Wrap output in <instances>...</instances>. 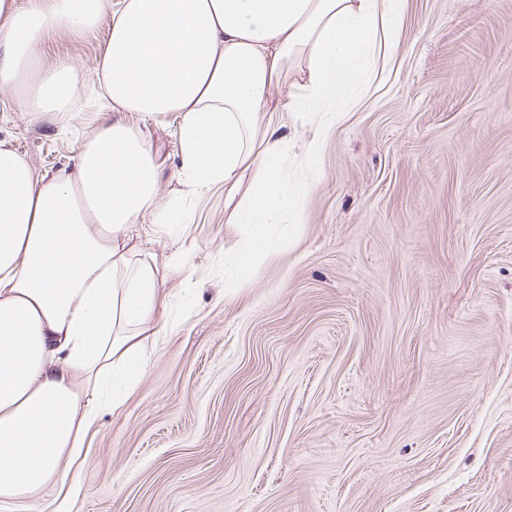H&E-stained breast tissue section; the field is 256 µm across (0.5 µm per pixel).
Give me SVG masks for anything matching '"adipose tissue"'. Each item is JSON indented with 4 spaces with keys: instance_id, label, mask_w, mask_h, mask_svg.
Returning <instances> with one entry per match:
<instances>
[{
    "instance_id": "obj_1",
    "label": "adipose tissue",
    "mask_w": 512,
    "mask_h": 512,
    "mask_svg": "<svg viewBox=\"0 0 512 512\" xmlns=\"http://www.w3.org/2000/svg\"><path fill=\"white\" fill-rule=\"evenodd\" d=\"M406 0H0V93L33 116L63 111L86 82L105 100L69 169L35 176L0 141V499L65 480L102 410L119 408L165 342L160 286L178 269L140 243L147 217L180 224L156 151L129 121H177L186 195L237 200L250 240L224 256L238 282L280 241L297 206L275 117L319 112L395 51ZM107 22L98 64L43 68L51 33ZM296 86L285 106L275 94Z\"/></svg>"
}]
</instances>
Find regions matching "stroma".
I'll return each instance as SVG.
<instances>
[{
    "label": "stroma",
    "mask_w": 512,
    "mask_h": 512,
    "mask_svg": "<svg viewBox=\"0 0 512 512\" xmlns=\"http://www.w3.org/2000/svg\"><path fill=\"white\" fill-rule=\"evenodd\" d=\"M106 35L42 64L93 69ZM398 40L330 129L282 113L300 203L236 288L249 227L223 190L184 200L176 123L140 122L189 213L144 231L187 258L167 341L65 481L0 512H512V0H406ZM101 110L92 84L34 121L0 95V140L52 175Z\"/></svg>",
    "instance_id": "obj_1"
}]
</instances>
